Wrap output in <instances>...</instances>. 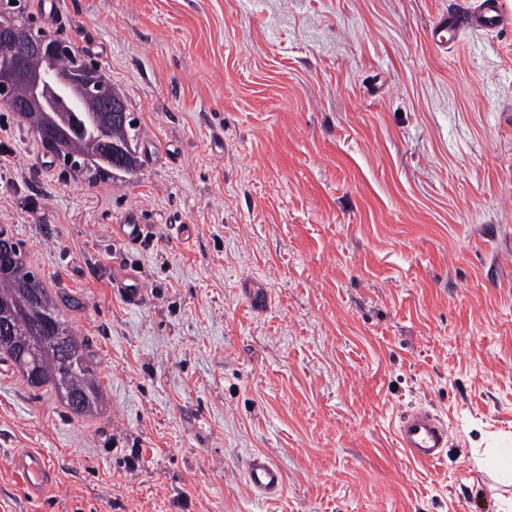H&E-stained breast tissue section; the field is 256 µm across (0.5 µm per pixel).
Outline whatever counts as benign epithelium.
I'll return each mask as SVG.
<instances>
[{
	"label": "benign epithelium",
	"mask_w": 512,
	"mask_h": 512,
	"mask_svg": "<svg viewBox=\"0 0 512 512\" xmlns=\"http://www.w3.org/2000/svg\"><path fill=\"white\" fill-rule=\"evenodd\" d=\"M60 52L52 40L33 35L21 11L0 19V54L5 56L0 66V105L14 112H109L128 122L127 107L105 89L99 64L59 72L52 60ZM31 54L47 61L44 70L33 73L19 66ZM51 143L55 160L70 165L78 158L66 144L54 139Z\"/></svg>",
	"instance_id": "1"
}]
</instances>
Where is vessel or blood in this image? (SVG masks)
Listing matches in <instances>:
<instances>
[{"label": "vessel or blood", "mask_w": 512, "mask_h": 512, "mask_svg": "<svg viewBox=\"0 0 512 512\" xmlns=\"http://www.w3.org/2000/svg\"><path fill=\"white\" fill-rule=\"evenodd\" d=\"M512 24L502 0H474L469 9L454 13H443L434 18L429 27V39L439 49L452 47L466 32L475 30L495 31ZM112 232L125 244H142L148 232L147 225L128 217L123 223L114 225ZM112 292L129 307H141L147 300L148 291L139 274L130 266L113 262L110 279ZM398 448L411 460L430 463L439 459L448 446V429L436 415L426 410H417L404 416L395 430ZM7 465L19 473L29 492L41 494L56 479L45 454L28 448L8 456ZM246 484L253 495L272 496L285 488L282 470L262 455L250 456L245 463Z\"/></svg>", "instance_id": "1"}]
</instances>
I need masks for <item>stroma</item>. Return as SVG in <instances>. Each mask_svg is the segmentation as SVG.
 <instances>
[{"label": "stroma", "instance_id": "obj_1", "mask_svg": "<svg viewBox=\"0 0 512 512\" xmlns=\"http://www.w3.org/2000/svg\"><path fill=\"white\" fill-rule=\"evenodd\" d=\"M448 4L29 0L123 96L138 164L65 173L0 107V231L102 396L73 415L0 361V456L57 472L31 499L0 466V512H500L476 459L512 434V28L436 49ZM417 408L448 428L429 465L395 441ZM253 454L278 496L249 492ZM133 215H129L123 224H114L112 232L116 238L127 245H141L146 238L148 227L146 224H137ZM110 288L132 308L141 307L147 300L148 291L137 271L117 260L112 261ZM245 479L254 496H272L285 488L282 470L263 455H252L245 463Z\"/></svg>", "mask_w": 512, "mask_h": 512}]
</instances>
